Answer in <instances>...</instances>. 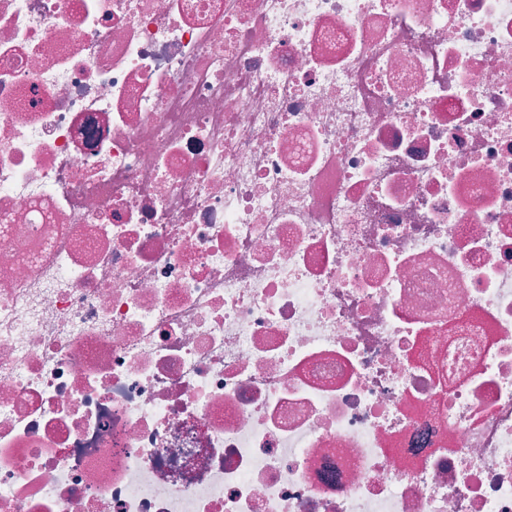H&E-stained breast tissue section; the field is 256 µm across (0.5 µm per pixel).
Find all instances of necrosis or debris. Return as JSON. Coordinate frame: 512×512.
Here are the masks:
<instances>
[{"instance_id":"1","label":"necrosis or debris","mask_w":512,"mask_h":512,"mask_svg":"<svg viewBox=\"0 0 512 512\" xmlns=\"http://www.w3.org/2000/svg\"><path fill=\"white\" fill-rule=\"evenodd\" d=\"M0 512H512V0H0Z\"/></svg>"}]
</instances>
